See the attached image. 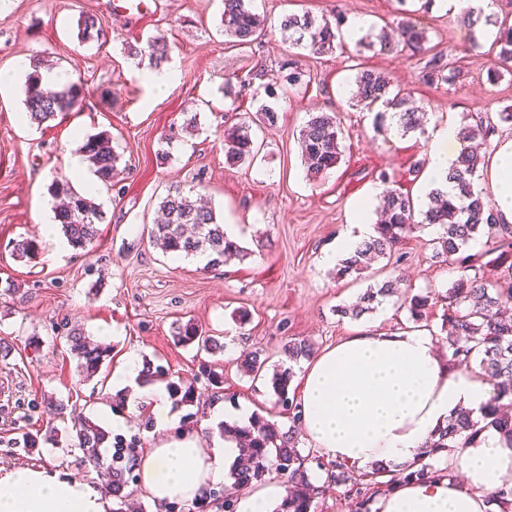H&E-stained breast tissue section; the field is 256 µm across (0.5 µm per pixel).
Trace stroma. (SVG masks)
Here are the masks:
<instances>
[{"label": "stroma", "mask_w": 512, "mask_h": 512, "mask_svg": "<svg viewBox=\"0 0 512 512\" xmlns=\"http://www.w3.org/2000/svg\"><path fill=\"white\" fill-rule=\"evenodd\" d=\"M108 3L0 0V70L15 74L10 92L0 93V341L12 348L0 359V467H41L92 482L98 476L83 468L80 449L45 442L26 448L21 432L45 427L47 395L70 401L86 418L95 406H111L118 392L112 374L128 359H151L194 389L193 403L174 408L177 424L208 416L212 388L199 373L206 361L223 373L225 396L251 401L255 414L285 429L292 414L276 403L268 377L288 367V338L308 339L319 352L360 328L409 327L407 312L391 298L357 320L338 315V307L354 303L369 284L393 275L413 292L435 293L426 326L446 336L444 295L460 271L433 260L437 227L410 234L398 248L401 262L373 264L356 278L338 277L322 262L370 187L398 188L416 200L429 194L423 174L413 170L428 156L429 133L376 125L375 110L351 103L354 79L363 69L388 74L424 107L430 125L450 116L460 124L467 115H493L512 104V73L487 79L490 40L438 2L413 12L412 20L429 45L457 59L461 76L453 85L424 83L419 62L405 51L381 54L346 40L316 57L281 40L284 15L318 17L335 9L379 32L396 23V0H255L269 33L248 47L224 37L221 0H149L140 15L110 11ZM87 13L102 18V39L79 38L78 21ZM156 36L169 42L168 66L179 75L161 93L144 83L141 66L124 51L127 41ZM292 52L304 70L293 86L280 67ZM36 54L59 77L85 87L79 110L40 126L24 118V65ZM260 69L265 77H257ZM263 104L278 112L276 126L256 131L259 152L251 164H229L225 121H239ZM313 112L336 114L343 132L340 163L316 180L309 179L297 144ZM192 115L197 131L181 134ZM98 132L110 134L120 157L118 182L99 185L93 195L107 222L92 245L63 253L40 229L41 218L52 214L48 187L66 177L82 190L72 171L77 137ZM176 186L195 188L225 223L236 225L237 241L249 251L245 261L206 269L197 258L176 259L149 244L158 203ZM22 237L39 239L34 260L12 258L11 243ZM237 309L248 310L249 321L233 319ZM63 318L112 347L111 361L87 381L76 376V361L54 329ZM179 320L219 337L223 353L205 359L176 345L172 331ZM33 335L41 339L36 350L28 345ZM255 351L266 360L258 380L241 367ZM333 467L330 460L320 469L308 465L310 482L322 489L310 512H355L348 486L327 479Z\"/></svg>", "instance_id": "1"}]
</instances>
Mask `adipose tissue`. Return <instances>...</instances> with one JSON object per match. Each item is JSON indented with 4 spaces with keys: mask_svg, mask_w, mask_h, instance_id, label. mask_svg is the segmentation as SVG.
I'll return each mask as SVG.
<instances>
[{
    "mask_svg": "<svg viewBox=\"0 0 512 512\" xmlns=\"http://www.w3.org/2000/svg\"><path fill=\"white\" fill-rule=\"evenodd\" d=\"M461 143L455 120L431 132L425 175L429 189L452 192L447 179ZM495 205L512 223V140L493 152L486 171ZM356 206L350 229L322 261L334 265L374 233L366 219L371 198ZM437 339L426 328L386 333L359 329L312 356L300 376V427L326 458L357 468L375 464L398 470L419 466L431 435L458 407L480 412L493 395L478 365L452 367L437 354ZM140 365L127 361L112 376L150 403L153 440L139 458V486L154 502L190 501L223 481L238 450L229 441L204 446L202 431L170 434L173 415L164 385L144 382ZM448 465L466 478L400 484L377 503L378 512H485L488 493L512 488V448L495 430L477 445L452 454ZM108 496L88 482L43 469L0 470V512H109Z\"/></svg>",
    "mask_w": 512,
    "mask_h": 512,
    "instance_id": "ef3b65f1",
    "label": "adipose tissue"
}]
</instances>
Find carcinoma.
I'll return each instance as SVG.
<instances>
[{
  "mask_svg": "<svg viewBox=\"0 0 512 512\" xmlns=\"http://www.w3.org/2000/svg\"><path fill=\"white\" fill-rule=\"evenodd\" d=\"M253 0H222L221 27L224 36L234 39L237 45H252L266 35L265 20L252 8ZM469 25L479 19L485 24L498 28L494 40L496 56L501 68L489 71L491 77H501L502 71L512 70V25L499 21L492 15L484 17L471 11L465 14ZM344 18L338 11L316 18L308 13L292 14L281 21V29L292 32L295 45L312 54L324 55L341 45ZM103 22L95 14H87L81 21V34L85 40L99 37ZM396 37L384 29L365 38L370 47H379L381 52H391L402 46L414 55L423 58L421 73L423 80L431 84H454L460 78L461 70L447 52L427 46L423 31L416 28L410 17L404 15L396 23ZM127 53L147 63L151 70H157L168 60L170 45L163 37L147 39L145 45L127 44ZM52 70L45 58L34 55L29 60L26 75L25 108L31 122L41 126L58 116L72 112L82 105L84 87L70 81L58 88L43 82V73ZM358 101L372 106L382 102L397 109L399 126L403 132L415 131L422 126L418 110L410 106L409 96L392 90L391 79L384 73L361 70L356 78ZM278 121V112L263 106L250 118V122L232 123L224 126V151L235 163L251 161L258 153L251 135V126L272 127ZM504 124L512 125V105H507L496 117H480L461 129V137L471 141L480 139L489 142L499 133ZM342 129L336 115L317 112L310 116L300 130L299 142L302 156L311 176L317 178L335 168L341 158L340 141ZM94 168L96 176L105 183H112L118 155L113 150L110 137L104 132L82 137L78 147ZM485 157L472 151L462 150L448 171V181L454 184L455 193L448 195L435 190L427 209L416 211L412 197L396 188L384 191L381 219L375 226V236L359 244L349 257L342 260L338 270L341 276L359 274L367 268L369 261L391 256L398 242L413 230L426 225H437L440 236L434 242V257L440 262L455 261L462 269L461 275L446 291L447 319L449 322L445 348L448 362L452 365L478 363L481 374L493 386L492 399L483 408L479 418L465 408L455 411L448 424L435 431L437 440L431 447L449 453L476 444L479 434L486 429L496 430L512 447V416L501 411L500 402L512 397V319L505 320L502 313L512 305V286L501 288L487 281L481 270V255L467 254L465 249L477 236L487 237L495 249L504 256L512 252V225L503 224L495 204L475 187V177ZM51 195L59 200L55 206L54 220L60 226L67 242L75 249H85L99 236L98 225L107 221L104 210L93 199L76 192L69 179L56 178L49 187ZM160 222L149 230L150 241L164 254L186 256L206 255L212 267L227 264L232 260L244 261L249 252L246 248L224 234V222L215 209L193 198L192 192L176 187L168 191L159 203ZM421 220H416V217ZM39 245L31 238H21L12 244L11 255L20 260H31L37 254ZM396 298L399 307L409 313V318L419 323L427 318L434 297L430 293L413 294L401 286V280L388 277L369 286L351 306L337 309L341 317L357 320L375 309L387 298ZM55 329L65 337L69 350L77 360L76 371L81 378L97 374L110 357L112 347L95 342L83 330L62 319ZM174 343L183 346L195 345L209 355L224 352L219 337L207 334L193 323H178L174 327ZM285 351L292 361L306 360L313 355L314 347L305 338H292L285 344ZM292 370L273 372L271 388L277 402L296 410L294 400L289 398ZM167 389L175 401L192 403L191 388H183L181 382L170 380ZM44 408L49 424L44 436L31 432L24 434V447L35 448L39 440L58 444V432L53 422L64 419L66 406L53 396L44 398ZM298 415H293L288 430H282L276 423L259 416L243 427L218 426L219 435L228 432L239 441V458L232 465L228 478L230 488L259 483L271 472L288 476V491L276 512H309L311 502L320 493L319 487L309 482L306 472L308 457L297 450L299 426ZM74 446L83 453L84 468L100 467L98 448L102 447L106 434L89 422L73 423ZM130 468L112 466L107 472L104 486L106 495L125 503V489L129 484ZM442 476L441 469L423 462L418 467H404L402 472L389 479V487L398 482H419Z\"/></svg>",
  "mask_w": 512,
  "mask_h": 512,
  "instance_id": "obj_1",
  "label": "carcinoma"
}]
</instances>
